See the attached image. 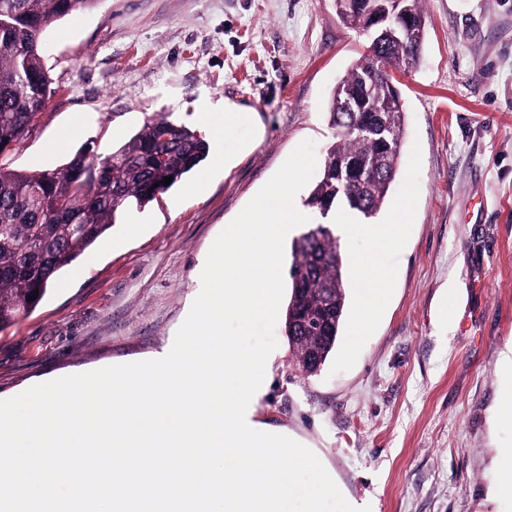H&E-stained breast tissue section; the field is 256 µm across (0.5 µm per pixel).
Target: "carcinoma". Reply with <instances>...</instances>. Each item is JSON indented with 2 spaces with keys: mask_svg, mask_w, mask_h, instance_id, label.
Returning <instances> with one entry per match:
<instances>
[{
  "mask_svg": "<svg viewBox=\"0 0 512 512\" xmlns=\"http://www.w3.org/2000/svg\"><path fill=\"white\" fill-rule=\"evenodd\" d=\"M98 2L0 0V158L27 137L50 94L42 33ZM423 3L404 2L410 40L371 42L337 83L328 112L335 135L308 204L329 211L345 204L366 219L382 206L398 175L404 136V108L382 65L406 70L420 61ZM381 4L351 0L339 18L363 31L364 14ZM378 119L389 130L386 140L367 132ZM91 153L83 146L50 172L15 170L0 162V329L32 312L52 281L116 224L130 202L147 205L204 161L208 143L159 114L148 117L110 156L96 161ZM166 177L170 184H161ZM288 277L284 333L302 372L313 376L336 349L348 309L346 256L331 225L314 224L292 240ZM31 295L36 299L29 300Z\"/></svg>",
  "mask_w": 512,
  "mask_h": 512,
  "instance_id": "carcinoma-1",
  "label": "carcinoma"
}]
</instances>
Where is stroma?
I'll list each match as a JSON object with an SVG mask.
<instances>
[{
  "instance_id": "1",
  "label": "stroma",
  "mask_w": 512,
  "mask_h": 512,
  "mask_svg": "<svg viewBox=\"0 0 512 512\" xmlns=\"http://www.w3.org/2000/svg\"><path fill=\"white\" fill-rule=\"evenodd\" d=\"M419 65L395 74L406 112L398 178L375 217L404 239H344L357 272L387 271L371 329L343 326L318 375L283 328L255 420L309 448L346 500L370 512H512L490 494L512 463V0H425ZM51 94L7 158L52 171L94 141L98 158L162 113L192 129L201 100L237 118L211 153L232 166L196 194L129 205L38 307L0 330V400L80 371L137 362L176 335L194 276L230 223L304 140L324 158L329 97L368 37L335 0H100L41 37ZM68 150L49 143L67 128ZM141 235L125 238L129 223ZM454 291L451 308L444 296Z\"/></svg>"
}]
</instances>
